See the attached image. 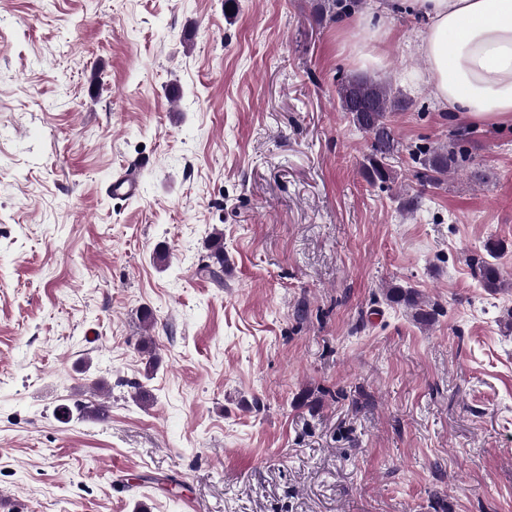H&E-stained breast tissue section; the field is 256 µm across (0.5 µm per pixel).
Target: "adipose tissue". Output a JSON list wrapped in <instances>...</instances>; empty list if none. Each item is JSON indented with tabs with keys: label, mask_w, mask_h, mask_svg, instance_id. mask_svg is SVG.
I'll return each instance as SVG.
<instances>
[{
	"label": "adipose tissue",
	"mask_w": 512,
	"mask_h": 512,
	"mask_svg": "<svg viewBox=\"0 0 512 512\" xmlns=\"http://www.w3.org/2000/svg\"><path fill=\"white\" fill-rule=\"evenodd\" d=\"M425 20L416 51L424 81L443 111L512 124V0H398ZM351 45L361 69L381 67L385 33L376 14H359Z\"/></svg>",
	"instance_id": "obj_1"
}]
</instances>
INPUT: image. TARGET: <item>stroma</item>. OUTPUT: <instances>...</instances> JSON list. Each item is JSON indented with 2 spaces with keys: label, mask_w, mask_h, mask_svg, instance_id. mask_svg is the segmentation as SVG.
Listing matches in <instances>:
<instances>
[{
  "label": "stroma",
  "mask_w": 512,
  "mask_h": 512,
  "mask_svg": "<svg viewBox=\"0 0 512 512\" xmlns=\"http://www.w3.org/2000/svg\"><path fill=\"white\" fill-rule=\"evenodd\" d=\"M236 2L0 0V512H512V288L467 263L498 242L512 279V124L439 111L390 8L373 186L336 20ZM455 140L421 186L410 149ZM339 108L370 138V151L362 168L372 184L389 185L398 179L390 160L400 153L392 117L405 111L409 102L386 79L369 74L343 77L337 83ZM211 250L212 264L207 266L205 272L208 274V278L216 281L217 283H223L224 281V242L222 239V233L216 232L211 235L209 244ZM385 300L392 305L404 307L421 325H431L439 315V309L430 301H424L415 289L401 284L389 283L383 289Z\"/></svg>",
  "instance_id": "obj_1"
}]
</instances>
